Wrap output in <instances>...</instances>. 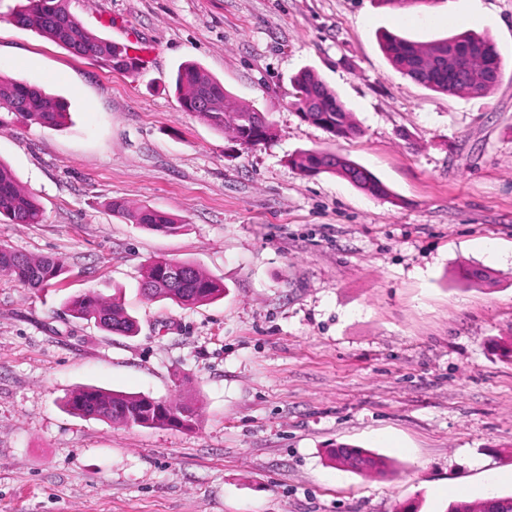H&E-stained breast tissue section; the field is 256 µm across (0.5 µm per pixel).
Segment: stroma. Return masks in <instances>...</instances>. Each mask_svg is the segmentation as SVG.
Wrapping results in <instances>:
<instances>
[{"label": "stroma", "mask_w": 512, "mask_h": 512, "mask_svg": "<svg viewBox=\"0 0 512 512\" xmlns=\"http://www.w3.org/2000/svg\"><path fill=\"white\" fill-rule=\"evenodd\" d=\"M20 2L0 0V73L68 116L0 125V161L43 212L0 223V244L66 272L42 290L0 274V512H445L494 473L512 495V0H69L96 34L150 50L129 73L15 24ZM384 30L487 35L502 78L483 97L428 90L390 65ZM187 61L263 112L273 140L247 151L182 111ZM305 68L358 136L300 117L290 79ZM306 149L365 166L388 197L302 174L289 157ZM114 200L183 229L146 230ZM156 259L195 263L223 298H144ZM88 291L137 335L71 317ZM84 386L189 401L198 422L81 418L62 400ZM340 443L396 469L336 466Z\"/></svg>", "instance_id": "stroma-1"}]
</instances>
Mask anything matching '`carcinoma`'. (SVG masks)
<instances>
[{
	"label": "carcinoma",
	"instance_id": "1",
	"mask_svg": "<svg viewBox=\"0 0 512 512\" xmlns=\"http://www.w3.org/2000/svg\"><path fill=\"white\" fill-rule=\"evenodd\" d=\"M67 0H26L14 14V21L33 27L45 38L71 54L90 58L113 71H135L126 48L112 43L89 30L72 14ZM383 52L391 65L427 89L447 94L465 92L485 96L502 77L498 70L489 72V60L497 56L490 38L470 31L429 44H419L392 32L379 35ZM295 105L302 117L334 138L359 135L351 121V112L309 69L292 78ZM175 87L181 107L196 113L216 129L234 131L239 145L250 149L272 139V126L266 117L251 108L226 109L224 84L196 62L181 65L175 76ZM14 116L29 123L62 125L65 105L38 86L0 75V123ZM292 163L306 174L333 173L373 196L388 195L387 189L364 166L328 150H304ZM111 208L135 224L155 232L177 233L183 225L169 214L148 207L130 210L121 201ZM42 211L34 198L18 186L12 172L0 163V219L11 224H38ZM65 270L57 257L31 259L0 246V274L27 288H45L54 283ZM141 291L149 299H169L184 306L216 301L224 296L223 282L204 274L190 261H157L143 273ZM72 316L93 319L105 331L134 336L138 323L118 304H104L87 292L68 303ZM63 405L75 415L103 421H115L144 428L190 429L197 423L194 408L172 400L152 398L146 394H124L97 387H81L68 394ZM341 465L359 472L380 473L386 467L384 458L361 449L345 451L338 446L331 451ZM448 512H512V496H492L481 503L479 510L460 501L452 502Z\"/></svg>",
	"mask_w": 512,
	"mask_h": 512
}]
</instances>
